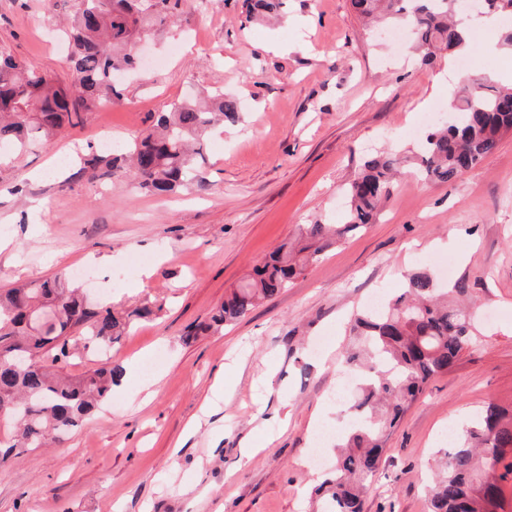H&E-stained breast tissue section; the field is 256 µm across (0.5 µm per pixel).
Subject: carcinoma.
<instances>
[{
    "instance_id": "cac0c4a2",
    "label": "carcinoma",
    "mask_w": 512,
    "mask_h": 512,
    "mask_svg": "<svg viewBox=\"0 0 512 512\" xmlns=\"http://www.w3.org/2000/svg\"><path fill=\"white\" fill-rule=\"evenodd\" d=\"M179 0H80L66 40L80 75L68 88L31 69L0 48V146L25 150L66 128L84 124L93 107L122 99L116 76L136 69L134 42L145 32L176 23ZM458 0H351L359 18L385 24L407 22L415 30L423 61L441 49L462 53L470 32L457 17ZM488 15L512 16V0H483ZM282 0H246L247 17L263 21L279 13ZM203 106L181 100L134 135L119 156L90 151L81 170L99 181L124 170L137 188L168 193L208 189L194 174L202 143L224 122L242 118L240 101L217 88ZM452 120L427 129L409 160L420 178L451 182L491 155L512 131V86L473 78L448 101ZM401 159L380 153L364 162L344 189L347 209L340 224H306L300 239L273 251L255 266L199 328L205 332L245 317L259 302L287 287L306 267L350 232L374 222L392 194ZM153 314L147 304L115 310L90 302L63 273L39 283L0 291V420L13 426L4 454H21L60 442L106 400L122 374L106 361L80 376L64 372L77 348H110L138 321ZM355 342L345 363L361 381L349 410L360 417L336 439L332 478L315 489L326 512H364L366 481L375 475L387 435L428 381L448 372L465 350L478 344L472 314L448 304L432 276L407 275L402 292L376 311L358 313ZM512 484V409L487 404L458 432L445 452L442 475L431 487L429 512H501Z\"/></svg>"
}]
</instances>
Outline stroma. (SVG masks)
Returning a JSON list of instances; mask_svg holds the SVG:
<instances>
[{
  "label": "stroma",
  "mask_w": 512,
  "mask_h": 512,
  "mask_svg": "<svg viewBox=\"0 0 512 512\" xmlns=\"http://www.w3.org/2000/svg\"><path fill=\"white\" fill-rule=\"evenodd\" d=\"M77 0H0V45L72 86L58 35ZM274 25L242 0H181L176 26L150 31L156 63L122 101L23 152H0V289L60 269L94 271L97 300L159 304L112 347L123 380L59 445L0 465V512H319L310 499L320 427L342 423L334 395L350 323L409 270L449 265L474 301L476 349L431 379L391 431L366 512H427L440 440L487 403L512 405V134L448 184L399 178L375 224L328 251L244 318L183 342L252 267L301 225L339 223L343 188L379 150L406 152L421 113L448 117L458 59L422 63L412 37L387 40L350 0H284ZM498 27L477 29L475 74L512 75ZM185 50L169 54L174 42ZM220 87L244 117L204 141L207 193L91 182L72 156L104 129L123 143L169 104ZM160 380L137 395L142 364ZM220 401H213L216 389Z\"/></svg>",
  "instance_id": "1"
}]
</instances>
